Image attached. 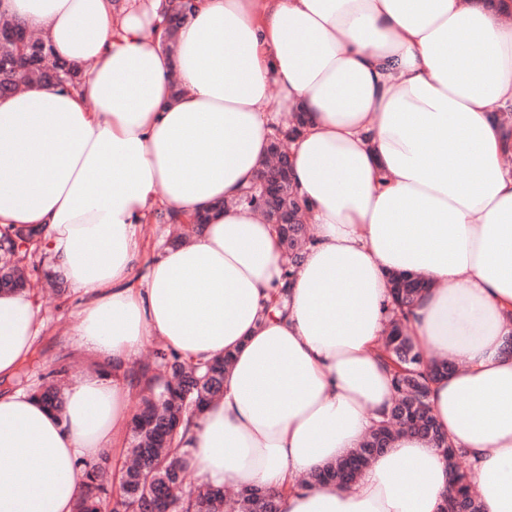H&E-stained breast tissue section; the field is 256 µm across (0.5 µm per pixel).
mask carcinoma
I'll return each instance as SVG.
<instances>
[{
	"mask_svg": "<svg viewBox=\"0 0 512 512\" xmlns=\"http://www.w3.org/2000/svg\"><path fill=\"white\" fill-rule=\"evenodd\" d=\"M181 12L169 16L161 45L172 52L183 13L193 9L192 0H183ZM78 80V71L54 57L43 38L29 32L9 15L0 12V96L55 82L61 88ZM279 207L291 214L288 225V264L285 278L303 258L309 241L306 212L292 184L281 186ZM27 243L16 249L15 240ZM34 233L17 229L0 235V288L13 290L25 275L19 263L31 259ZM427 282L414 274H396L391 278V293L398 308L413 304ZM380 351L393 371L394 396L384 418L360 442L320 472L303 479L306 485L333 483L339 487L352 485L373 459L390 447L403 432L425 438L448 459L453 487L442 502L439 512H482L478 494L467 479L461 462L468 452L456 448L435 423L430 406V382L443 377L453 365L446 360L424 363V357L412 346L405 324L390 319ZM231 358L226 356L206 364H189L179 356L158 349L154 359L130 372L139 387L138 406L131 421L127 462L114 488L112 458L103 454L99 460L81 467L84 491L73 512H103L105 504L111 512H281L282 493L261 487H244L227 497L224 489L198 482L187 483L192 470L191 451L173 447L174 439L186 417L201 413L207 404L224 392V373ZM67 373L62 365L48 373L49 380L37 386L34 396L43 404L58 409L63 402L59 386Z\"/></svg>",
	"mask_w": 512,
	"mask_h": 512,
	"instance_id": "1",
	"label": "carcinoma"
}]
</instances>
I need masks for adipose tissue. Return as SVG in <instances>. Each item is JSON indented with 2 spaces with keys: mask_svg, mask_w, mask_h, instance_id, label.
<instances>
[{
  "mask_svg": "<svg viewBox=\"0 0 512 512\" xmlns=\"http://www.w3.org/2000/svg\"><path fill=\"white\" fill-rule=\"evenodd\" d=\"M170 3L0 0L83 71L0 97V228L39 229L101 366L152 341L195 364L231 355L180 445L201 481L282 492L283 512H439L446 459L413 435L352 487L301 482L390 407V278L424 276L407 334L457 364L433 416L482 512H512V0H195L171 54ZM290 129L314 232L286 282L275 225L239 198ZM161 212L208 221L134 284ZM43 327L32 290L0 291V378ZM130 391L101 370L58 412L0 393V512H73L78 464L120 447Z\"/></svg>",
  "mask_w": 512,
  "mask_h": 512,
  "instance_id": "1",
  "label": "adipose tissue"
}]
</instances>
